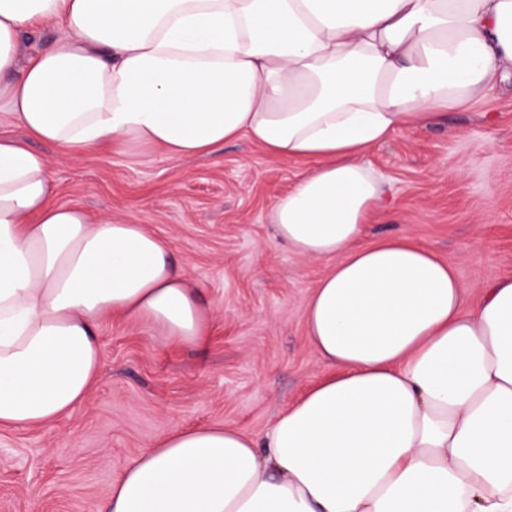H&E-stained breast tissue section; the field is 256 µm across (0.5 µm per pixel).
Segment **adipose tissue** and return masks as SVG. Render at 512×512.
Returning <instances> with one entry per match:
<instances>
[{
  "mask_svg": "<svg viewBox=\"0 0 512 512\" xmlns=\"http://www.w3.org/2000/svg\"><path fill=\"white\" fill-rule=\"evenodd\" d=\"M46 21L63 35L21 58ZM511 79L512 0H0V105L43 145L0 139V426L87 400L107 317L210 334L169 242L53 203L50 151L193 157L245 135L316 162L270 219L336 261L305 312L332 372L262 434L173 429L103 512H512V276L469 307L430 247L362 241L386 190L363 155Z\"/></svg>",
  "mask_w": 512,
  "mask_h": 512,
  "instance_id": "1",
  "label": "adipose tissue"
}]
</instances>
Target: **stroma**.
<instances>
[{
	"label": "stroma",
	"mask_w": 512,
	"mask_h": 512,
	"mask_svg": "<svg viewBox=\"0 0 512 512\" xmlns=\"http://www.w3.org/2000/svg\"><path fill=\"white\" fill-rule=\"evenodd\" d=\"M366 163L389 181L365 241L408 235L456 265L467 304L485 279L512 276V86L405 130ZM310 167L242 138L204 158L103 148L52 157L55 200L136 222L169 241L212 309L202 346L163 341L145 326L103 321L97 385L53 422L0 431V512H95L129 461L161 435L198 425L254 433L327 371L305 311L331 261L278 244L271 209Z\"/></svg>",
	"instance_id": "stroma-1"
}]
</instances>
